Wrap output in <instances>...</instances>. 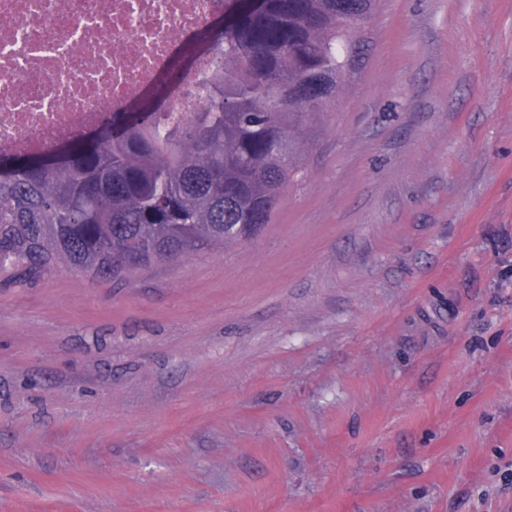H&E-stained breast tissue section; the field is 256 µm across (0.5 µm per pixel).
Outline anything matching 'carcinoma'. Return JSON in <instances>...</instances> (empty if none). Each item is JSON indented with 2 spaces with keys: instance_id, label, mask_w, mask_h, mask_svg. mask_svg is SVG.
I'll return each instance as SVG.
<instances>
[{
  "instance_id": "obj_1",
  "label": "carcinoma",
  "mask_w": 512,
  "mask_h": 512,
  "mask_svg": "<svg viewBox=\"0 0 512 512\" xmlns=\"http://www.w3.org/2000/svg\"><path fill=\"white\" fill-rule=\"evenodd\" d=\"M224 58L192 119L169 127L158 101L66 144L63 157L5 158L0 266L61 262L93 279L222 248L234 227L270 223L307 134L341 88L340 48L375 0H230Z\"/></svg>"
}]
</instances>
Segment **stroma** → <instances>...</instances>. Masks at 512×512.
<instances>
[{
	"instance_id": "stroma-1",
	"label": "stroma",
	"mask_w": 512,
	"mask_h": 512,
	"mask_svg": "<svg viewBox=\"0 0 512 512\" xmlns=\"http://www.w3.org/2000/svg\"><path fill=\"white\" fill-rule=\"evenodd\" d=\"M251 241L0 271V512H512V0H377Z\"/></svg>"
}]
</instances>
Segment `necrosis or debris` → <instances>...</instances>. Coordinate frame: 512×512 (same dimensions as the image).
Wrapping results in <instances>:
<instances>
[{
    "label": "necrosis or debris",
    "mask_w": 512,
    "mask_h": 512,
    "mask_svg": "<svg viewBox=\"0 0 512 512\" xmlns=\"http://www.w3.org/2000/svg\"><path fill=\"white\" fill-rule=\"evenodd\" d=\"M223 11L224 0H0V153L111 125ZM219 61L194 53L165 95L169 126L190 119Z\"/></svg>",
    "instance_id": "necrosis-or-debris-1"
}]
</instances>
